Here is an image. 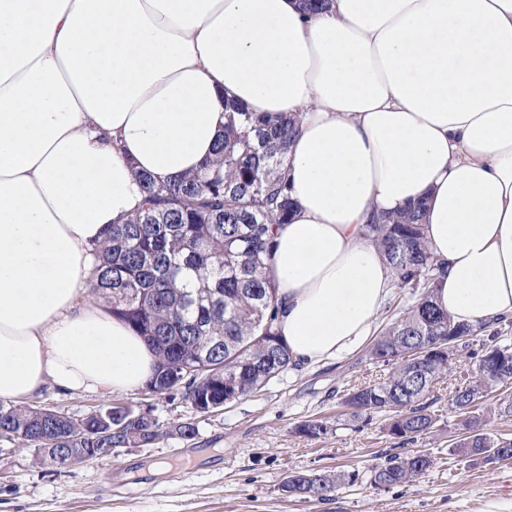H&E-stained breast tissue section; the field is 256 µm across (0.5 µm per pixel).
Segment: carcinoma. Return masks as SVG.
Returning <instances> with one entry per match:
<instances>
[{
  "mask_svg": "<svg viewBox=\"0 0 512 512\" xmlns=\"http://www.w3.org/2000/svg\"><path fill=\"white\" fill-rule=\"evenodd\" d=\"M224 135L201 171L158 183L139 176L143 202L123 224L108 227L94 247L93 292L111 304L112 315L142 336L157 356L145 392L183 391L203 412L220 408L264 387L292 365L276 329L277 290L269 275L277 226L288 223L292 203L282 166L294 121L267 119L226 107ZM422 206L378 217L368 236L382 249L395 285L416 296L382 329L367 350L369 361L390 368L386 378L346 393L349 415L366 424L384 417L398 438L431 433L436 415L427 400L434 384L456 372L461 349L451 333L464 328V356L471 376L450 392L448 405L463 414L499 386L512 383V344L480 336L483 326L458 323L435 305L440 266L429 251ZM124 425L112 447H148L160 437L156 418L119 405L92 417L83 428L68 417L47 422L37 410L0 401V433L40 448L48 435L68 439L67 448H104L97 433L105 423ZM468 435L459 453L471 461L512 459V437L485 431L465 418ZM433 465L421 451L395 453L371 469L376 489L411 485ZM355 472L289 475L283 485L300 496L329 500L353 484Z\"/></svg>",
  "mask_w": 512,
  "mask_h": 512,
  "instance_id": "carcinoma-1",
  "label": "carcinoma"
}]
</instances>
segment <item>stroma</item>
Masks as SVG:
<instances>
[{"label":"stroma","instance_id":"1","mask_svg":"<svg viewBox=\"0 0 512 512\" xmlns=\"http://www.w3.org/2000/svg\"><path fill=\"white\" fill-rule=\"evenodd\" d=\"M387 372L366 362L359 349L290 367L260 392L210 413L197 412L178 391L63 393L45 387L32 403L75 416L123 403L151 411L165 435L150 447L120 448L69 469L44 462L35 449L0 441V512H512V460L474 465L454 448L462 416L449 409L448 395L469 365L433 389V432L406 443L390 436L382 420L347 422V390ZM310 419L326 421L328 433H300L299 425ZM182 422L195 424V437L174 434ZM398 447L427 452L433 467L412 486L372 487V466ZM158 463L169 464V472L152 473ZM336 470L360 477L332 500L280 489L290 473Z\"/></svg>","mask_w":512,"mask_h":512}]
</instances>
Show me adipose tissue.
<instances>
[{
  "mask_svg": "<svg viewBox=\"0 0 512 512\" xmlns=\"http://www.w3.org/2000/svg\"><path fill=\"white\" fill-rule=\"evenodd\" d=\"M229 103L296 122L270 268L294 362L367 340L393 273L365 226L418 200L436 304L512 317V0H0V399L153 375L92 250L139 175L212 157Z\"/></svg>",
  "mask_w": 512,
  "mask_h": 512,
  "instance_id": "1",
  "label": "adipose tissue"
}]
</instances>
